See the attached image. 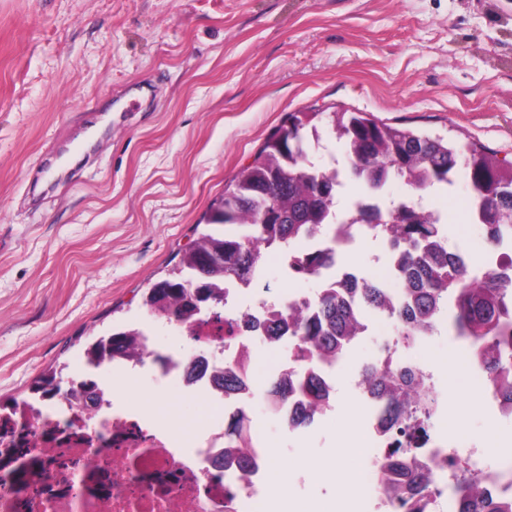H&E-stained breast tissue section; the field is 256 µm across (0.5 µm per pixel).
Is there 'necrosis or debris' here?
Returning a JSON list of instances; mask_svg holds the SVG:
<instances>
[{
	"label": "necrosis or debris",
	"mask_w": 512,
	"mask_h": 512,
	"mask_svg": "<svg viewBox=\"0 0 512 512\" xmlns=\"http://www.w3.org/2000/svg\"><path fill=\"white\" fill-rule=\"evenodd\" d=\"M359 239L345 225L330 224L314 238L295 241L290 254L272 255V262L287 267L289 255H305L331 248L337 262L323 270L328 283L349 276L343 261L357 249ZM255 282H232L224 290V313L247 317L235 335L225 336L223 322L211 311H202L182 333H196L199 347L191 357L178 354L157 359L151 336H143L146 354L142 362L128 361L121 368L139 374L154 366V382L160 390L174 387L184 395L204 394L211 405L230 412L241 411L259 393L253 367L262 354L275 353L289 333L271 338L262 326L281 307L306 303L296 289L254 299ZM407 367L428 372V364L415 346L393 343L370 366L348 372L361 392L362 412L357 426L366 437L361 473L351 496L374 512H395L388 489L401 482L400 470L389 467L392 448H399L401 468L428 470L435 480L421 512H458L453 488L460 470L449 468L446 443L434 431L448 415L447 401H440L431 419L415 428H384L380 404L365 391L367 368ZM243 383L240 391L225 394L219 383L224 373ZM104 401L94 415L75 408L70 399L59 402L34 400L0 415V512H271L272 473L277 465L265 425L248 422V467L225 461L230 445L224 426L216 417L192 424L180 422L174 413H149L115 396L108 380L97 381ZM467 448V464L483 467L485 487L498 505L512 507V482L498 468L488 466L477 443L461 439Z\"/></svg>",
	"instance_id": "4bbe7bcc"
}]
</instances>
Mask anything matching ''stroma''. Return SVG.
Segmentation results:
<instances>
[{"mask_svg":"<svg viewBox=\"0 0 512 512\" xmlns=\"http://www.w3.org/2000/svg\"><path fill=\"white\" fill-rule=\"evenodd\" d=\"M335 110L512 159V0H0V401L30 398L52 370L62 387L81 380L85 346L120 326L191 353L146 310L147 288L288 113ZM465 194L460 180L430 200L480 265L484 230ZM397 334L394 320L371 321L349 363ZM450 334L422 349L448 393V433L480 439L496 462L512 421L492 419ZM112 382L143 409L208 412L146 374ZM247 411L286 468L288 502L334 512L347 429L314 431L299 472L265 399Z\"/></svg>","mask_w":512,"mask_h":512,"instance_id":"stroma-1","label":"stroma"}]
</instances>
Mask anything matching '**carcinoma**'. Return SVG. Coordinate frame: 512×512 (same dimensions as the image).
<instances>
[{"instance_id":"obj_1","label":"carcinoma","mask_w":512,"mask_h":512,"mask_svg":"<svg viewBox=\"0 0 512 512\" xmlns=\"http://www.w3.org/2000/svg\"><path fill=\"white\" fill-rule=\"evenodd\" d=\"M324 133L342 146L346 170L321 168L310 160V137L320 140ZM460 173L468 207L478 214L489 242L512 238V162L499 160L481 145L459 147L443 136L392 126L367 112L334 111L326 121L320 112H291L241 169L233 187L211 204L205 217L208 229L167 278L148 288L143 305L176 325L197 314L203 303L222 311L224 283L255 278L267 249L286 252L295 240L320 233L336 219V196L344 179L360 181L377 194L399 182L407 194L385 203L384 220L362 209L351 229L354 235L381 240L398 254L403 300L394 303L379 285L351 278L324 286L312 316L296 307L273 314L265 334L281 335L286 323L298 337L299 353L334 358L365 330L358 303L396 319L399 341L408 345L430 329L449 304L455 309L457 335L473 346L499 398L512 404V349L507 341L512 336V278L467 263L458 250L448 248L435 214L413 203L430 188L454 185ZM334 262V252L325 249L292 259L291 268L307 279ZM140 336L142 330L121 326L95 339L85 354L97 363L141 355ZM365 385L383 404L381 419L389 425L405 423L418 409L431 415L436 407L434 388L420 372L373 371ZM297 392L308 396L313 409L329 400L313 374L298 382L274 379L265 397L274 406ZM246 435L247 415L242 412L224 436L238 445ZM431 483L429 472L411 475L405 490L394 494L398 508L412 512ZM460 495V512H505L485 495L479 473L464 475Z\"/></svg>"}]
</instances>
